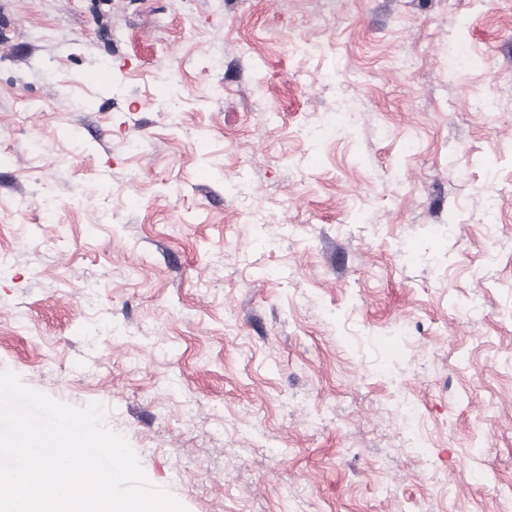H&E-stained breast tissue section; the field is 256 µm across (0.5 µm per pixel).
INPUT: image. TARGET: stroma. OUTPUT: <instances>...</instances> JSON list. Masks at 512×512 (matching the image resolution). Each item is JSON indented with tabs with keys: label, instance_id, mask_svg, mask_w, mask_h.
<instances>
[{
	"label": "stroma",
	"instance_id": "1",
	"mask_svg": "<svg viewBox=\"0 0 512 512\" xmlns=\"http://www.w3.org/2000/svg\"><path fill=\"white\" fill-rule=\"evenodd\" d=\"M0 370L186 512H504L512 0H0Z\"/></svg>",
	"mask_w": 512,
	"mask_h": 512
}]
</instances>
